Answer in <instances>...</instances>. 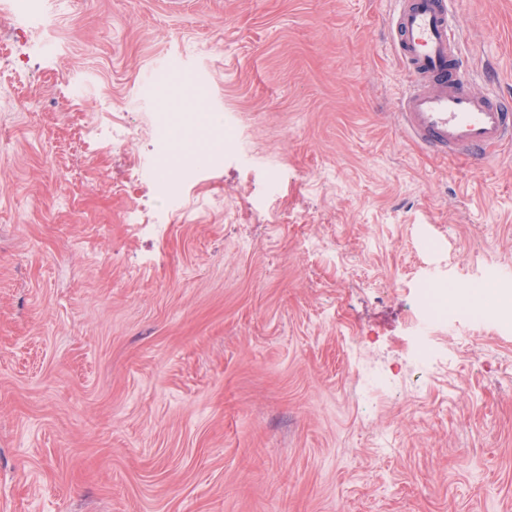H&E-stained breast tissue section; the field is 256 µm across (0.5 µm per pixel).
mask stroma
<instances>
[{
	"label": "stroma",
	"mask_w": 512,
	"mask_h": 512,
	"mask_svg": "<svg viewBox=\"0 0 512 512\" xmlns=\"http://www.w3.org/2000/svg\"><path fill=\"white\" fill-rule=\"evenodd\" d=\"M393 8L0 0V512H512V331L446 323L430 373L410 352L415 282L512 280V144L477 168L406 136ZM454 12L512 98V0ZM163 99L215 120L173 157L229 120L246 159L143 224L163 201L125 181Z\"/></svg>",
	"instance_id": "obj_1"
}]
</instances>
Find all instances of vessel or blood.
I'll list each match as a JSON object with an SVG mask.
<instances>
[{
	"mask_svg": "<svg viewBox=\"0 0 512 512\" xmlns=\"http://www.w3.org/2000/svg\"><path fill=\"white\" fill-rule=\"evenodd\" d=\"M387 29L408 77L398 112L408 137L477 167L512 142V103L471 87L448 0H396Z\"/></svg>",
	"mask_w": 512,
	"mask_h": 512,
	"instance_id": "obj_1",
	"label": "vessel or blood"
}]
</instances>
